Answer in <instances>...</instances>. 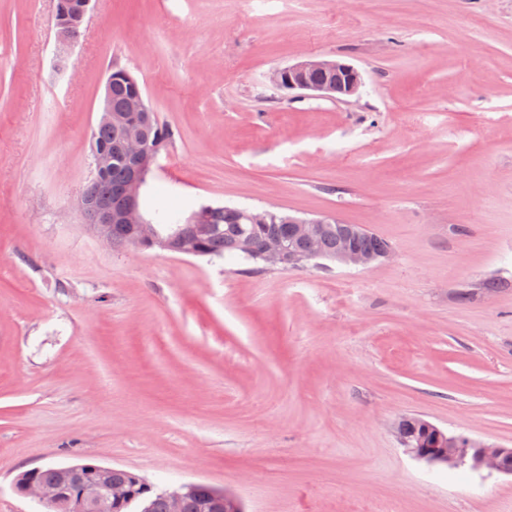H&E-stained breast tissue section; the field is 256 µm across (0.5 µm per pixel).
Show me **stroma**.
<instances>
[{
  "label": "stroma",
  "instance_id": "stroma-1",
  "mask_svg": "<svg viewBox=\"0 0 512 512\" xmlns=\"http://www.w3.org/2000/svg\"><path fill=\"white\" fill-rule=\"evenodd\" d=\"M55 4L0 0V512H44L22 471L83 462L245 512H512V478L395 434L512 448V0H91L67 70ZM308 55L354 64L358 94L272 86ZM113 66L173 132L146 214H328L391 259L103 245L72 200ZM413 418L419 426L418 434L409 432L402 422L396 434L403 451L415 460L429 466L467 467L512 477V448L488 444L464 433H448L419 416ZM213 512H244L239 498L224 490L210 486Z\"/></svg>",
  "mask_w": 512,
  "mask_h": 512
}]
</instances>
